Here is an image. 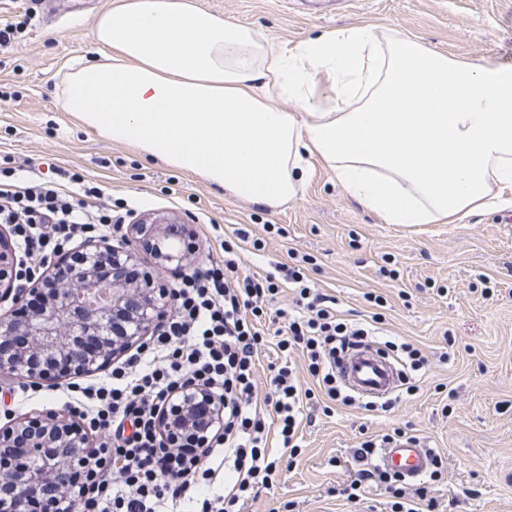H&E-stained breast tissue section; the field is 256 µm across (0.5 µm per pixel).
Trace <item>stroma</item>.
<instances>
[{"mask_svg": "<svg viewBox=\"0 0 512 512\" xmlns=\"http://www.w3.org/2000/svg\"><path fill=\"white\" fill-rule=\"evenodd\" d=\"M113 0H0V20L36 15L0 50V158L23 170L44 162L71 168L127 200L134 215L188 224L195 249L161 270L174 287L199 262L224 256V236L248 230L240 271L311 257L305 272L340 308L381 313L392 335L428 358L417 391L388 412L334 408L302 429V452L243 512H355L337 494L356 469L353 451L370 436L410 427L443 459L435 512H512V224L499 211L456 224H387L365 210L330 171L316 168L302 194L267 210L201 177L112 142L62 108L59 86L96 56L97 14ZM225 19L292 47L351 25L381 24L463 61L512 67V0H331L315 10L290 0H198ZM382 296L375 308L368 294ZM111 368L34 385L0 373V425L31 412L76 409L81 390Z\"/></svg>", "mask_w": 512, "mask_h": 512, "instance_id": "stroma-1", "label": "stroma"}]
</instances>
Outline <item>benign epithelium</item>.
Segmentation results:
<instances>
[{
    "mask_svg": "<svg viewBox=\"0 0 512 512\" xmlns=\"http://www.w3.org/2000/svg\"><path fill=\"white\" fill-rule=\"evenodd\" d=\"M172 224L165 217L148 214L130 225L132 233L162 266L186 260L173 244ZM130 261L132 256L118 246L103 245L95 239L84 241L82 248L74 252L68 276L40 308L20 322L9 313L0 314V373L47 381L56 378L47 364L57 361L68 366V376L87 373L109 363L132 341L146 335L155 321L168 312V289L149 272L138 283L115 277L104 280L99 274L105 265L115 269ZM25 279L24 263L0 233V296L12 295L13 304L17 305L38 292L36 288L16 287ZM99 288L112 291L111 306L92 309L79 303V293ZM15 336L26 337L28 349L15 347ZM88 338L96 344L92 351L82 346ZM200 402L214 404L205 387L180 390L173 395L160 419L166 447L176 446L191 434L200 447H207L208 429L197 424ZM18 435L27 437L28 457L36 466L15 468L7 462L6 454ZM89 447L88 429L65 417L35 414L16 417L10 425L0 427V512H22L45 478L62 477L60 491L71 493L72 486L64 475L86 473L93 467L95 455L88 451Z\"/></svg>",
    "mask_w": 512,
    "mask_h": 512,
    "instance_id": "7a95c632",
    "label": "benign epithelium"
}]
</instances>
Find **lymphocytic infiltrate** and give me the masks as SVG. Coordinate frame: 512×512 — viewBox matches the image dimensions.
<instances>
[{"label": "lymphocytic infiltrate", "instance_id": "obj_1", "mask_svg": "<svg viewBox=\"0 0 512 512\" xmlns=\"http://www.w3.org/2000/svg\"><path fill=\"white\" fill-rule=\"evenodd\" d=\"M125 205L68 168L49 164L42 176L21 179L0 169V224L11 225L20 246L39 270L77 237L119 230ZM235 230L222 260H209L171 289V308L122 366L112 370V396L98 410L109 438L98 450L93 477L78 490L98 512H175L198 480L223 479L224 492L203 500L200 512H241L272 482L284 456L301 451L299 428L313 422L311 389L303 388L289 363H281L265 390H258L257 365L267 345L262 321L281 283L291 284L295 304L278 309L286 322L277 348L306 352L307 372L325 396L349 406L354 399L336 380L338 351L381 335L380 315L345 318L334 296L311 285L300 267L275 264L262 276L239 272ZM203 385L224 405V433L200 451L191 441L166 448L157 421L176 389ZM397 428L355 449L356 473L340 493L364 500L371 485L385 486L388 512H434L427 486L412 489L377 463L381 448L404 438Z\"/></svg>", "mask_w": 512, "mask_h": 512}]
</instances>
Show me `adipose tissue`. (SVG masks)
<instances>
[{
    "label": "adipose tissue",
    "instance_id": "ef3b65f1",
    "mask_svg": "<svg viewBox=\"0 0 512 512\" xmlns=\"http://www.w3.org/2000/svg\"><path fill=\"white\" fill-rule=\"evenodd\" d=\"M94 35L64 111L232 196L280 208L317 163L384 223L454 224L512 190L511 68L378 25L288 48L196 0H114Z\"/></svg>",
    "mask_w": 512,
    "mask_h": 512
}]
</instances>
